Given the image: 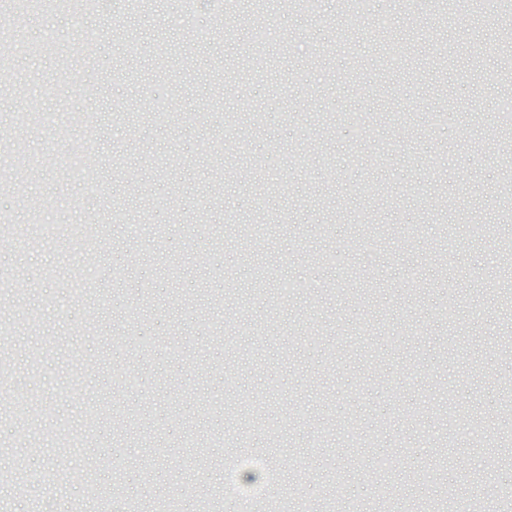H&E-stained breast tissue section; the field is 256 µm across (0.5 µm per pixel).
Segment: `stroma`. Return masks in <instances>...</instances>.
Listing matches in <instances>:
<instances>
[{"instance_id": "stroma-1", "label": "stroma", "mask_w": 512, "mask_h": 512, "mask_svg": "<svg viewBox=\"0 0 512 512\" xmlns=\"http://www.w3.org/2000/svg\"><path fill=\"white\" fill-rule=\"evenodd\" d=\"M320 11L146 0L132 18L93 0L74 17L45 0L28 22L56 46L0 75V210L21 227L51 213L58 232L31 251L0 236V276L39 283L0 292L18 326L0 416L12 512H91L95 488L111 512H241L220 493L230 454L278 468L253 512L492 503L483 459L512 458L488 383L512 377V319L486 290L512 271V222L487 223L512 206V50L488 46L501 0H454L444 25L431 0ZM258 27L276 40L255 44ZM34 106L49 121L23 125ZM92 136L94 171L49 165ZM202 207L213 232L184 238ZM79 224L98 227L90 247L59 234ZM132 225L149 236L131 265ZM71 467L87 479L10 495L21 472Z\"/></svg>"}]
</instances>
